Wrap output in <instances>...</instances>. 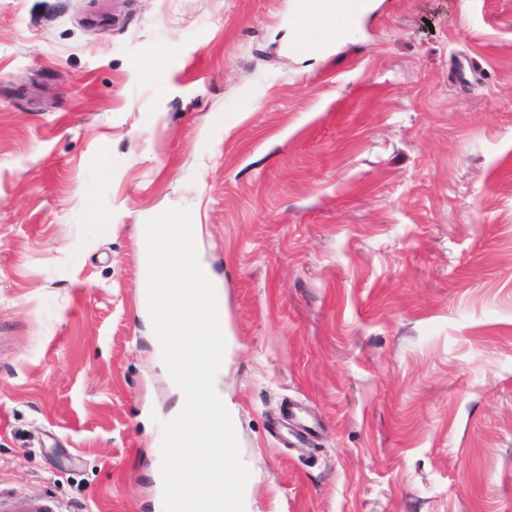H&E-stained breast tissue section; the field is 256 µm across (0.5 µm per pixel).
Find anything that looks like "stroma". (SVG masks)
I'll return each mask as SVG.
<instances>
[{"label":"stroma","instance_id":"stroma-1","mask_svg":"<svg viewBox=\"0 0 512 512\" xmlns=\"http://www.w3.org/2000/svg\"><path fill=\"white\" fill-rule=\"evenodd\" d=\"M173 207L250 512H512V0H0L1 494L158 512Z\"/></svg>","mask_w":512,"mask_h":512}]
</instances>
